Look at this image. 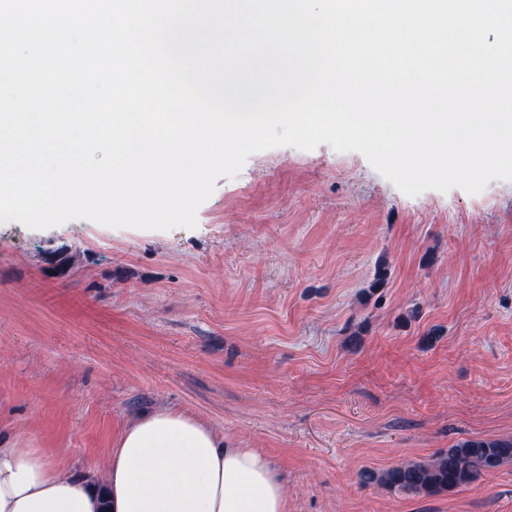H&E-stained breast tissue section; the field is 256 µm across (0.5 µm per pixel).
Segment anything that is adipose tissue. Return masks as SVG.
Masks as SVG:
<instances>
[{
	"mask_svg": "<svg viewBox=\"0 0 512 512\" xmlns=\"http://www.w3.org/2000/svg\"><path fill=\"white\" fill-rule=\"evenodd\" d=\"M0 512H288V497L265 454L162 408L123 428L100 471H68L32 441L0 439Z\"/></svg>",
	"mask_w": 512,
	"mask_h": 512,
	"instance_id": "adipose-tissue-1",
	"label": "adipose tissue"
}]
</instances>
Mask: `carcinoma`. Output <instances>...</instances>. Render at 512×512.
I'll list each match as a JSON object with an SVG mask.
<instances>
[{
  "instance_id": "1",
  "label": "carcinoma",
  "mask_w": 512,
  "mask_h": 512,
  "mask_svg": "<svg viewBox=\"0 0 512 512\" xmlns=\"http://www.w3.org/2000/svg\"><path fill=\"white\" fill-rule=\"evenodd\" d=\"M512 463V437L468 439L429 461H406L365 479L406 493L452 492Z\"/></svg>"
}]
</instances>
